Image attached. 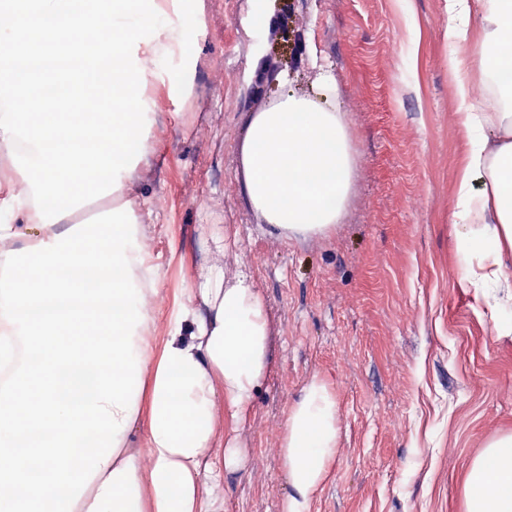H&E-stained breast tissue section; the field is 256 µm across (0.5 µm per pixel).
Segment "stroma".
<instances>
[{
  "label": "stroma",
  "mask_w": 512,
  "mask_h": 512,
  "mask_svg": "<svg viewBox=\"0 0 512 512\" xmlns=\"http://www.w3.org/2000/svg\"><path fill=\"white\" fill-rule=\"evenodd\" d=\"M203 25L159 70L194 68L184 99L146 92L154 151L135 195L163 274L155 306L206 254L202 225L238 238L269 322L273 360L239 436L248 460L224 485V512H281L279 434L312 376L336 395V460L312 512H461L460 477L512 429V262L500 282L456 269L451 224L465 151L448 71L445 0H184ZM291 8L302 39L270 37ZM309 91L319 59L335 77L357 178L335 233L279 241L260 231L238 183L249 113L281 91L252 84L267 58Z\"/></svg>",
  "instance_id": "obj_1"
}]
</instances>
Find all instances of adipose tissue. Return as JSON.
I'll return each mask as SVG.
<instances>
[{
  "label": "adipose tissue",
  "instance_id": "1",
  "mask_svg": "<svg viewBox=\"0 0 512 512\" xmlns=\"http://www.w3.org/2000/svg\"><path fill=\"white\" fill-rule=\"evenodd\" d=\"M138 49L148 82L189 91L187 68L159 75L201 24L177 0ZM455 93L467 105L466 151L451 222L462 279L497 280L512 258V112H485L473 71L512 92V0H445ZM333 77L319 72L251 113L239 182L258 223L280 241L328 237L341 223L356 153ZM133 199L90 230L43 225L20 173L0 182V512H224V483L244 468L238 444L271 356L264 306L246 270L200 267L179 289L164 332L161 273L134 222ZM34 356L17 366V337ZM336 397L309 379L288 410L279 453L282 512H311L336 458ZM462 512H512V432L469 464Z\"/></svg>",
  "mask_w": 512,
  "mask_h": 512
}]
</instances>
